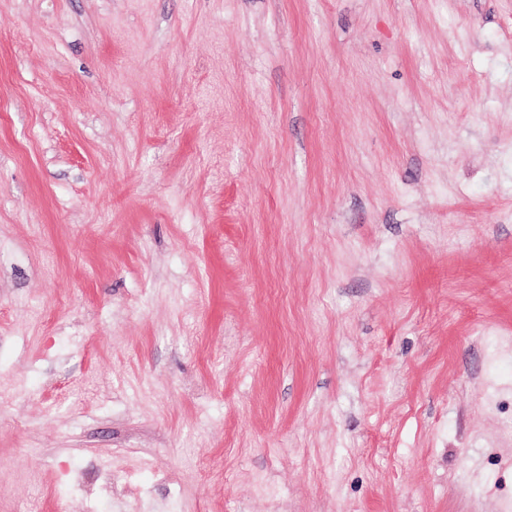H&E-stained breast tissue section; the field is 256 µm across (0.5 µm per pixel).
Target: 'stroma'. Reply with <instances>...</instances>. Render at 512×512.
I'll return each instance as SVG.
<instances>
[{
    "mask_svg": "<svg viewBox=\"0 0 512 512\" xmlns=\"http://www.w3.org/2000/svg\"><path fill=\"white\" fill-rule=\"evenodd\" d=\"M0 512H512V0H0Z\"/></svg>",
    "mask_w": 512,
    "mask_h": 512,
    "instance_id": "obj_1",
    "label": "stroma"
}]
</instances>
